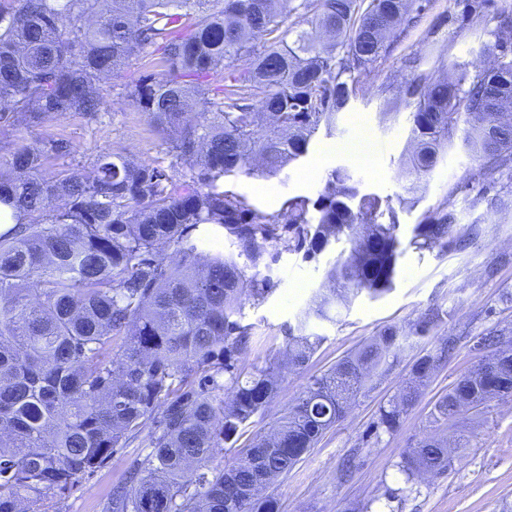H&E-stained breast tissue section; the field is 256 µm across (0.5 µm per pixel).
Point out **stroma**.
Instances as JSON below:
<instances>
[{
  "label": "stroma",
  "mask_w": 512,
  "mask_h": 512,
  "mask_svg": "<svg viewBox=\"0 0 512 512\" xmlns=\"http://www.w3.org/2000/svg\"><path fill=\"white\" fill-rule=\"evenodd\" d=\"M510 21L512 0H486L476 16L463 14L459 0H428L425 9L410 12L402 22L394 50L360 74L358 92L338 113L333 135L313 139L307 156L280 176L242 174L226 179L225 189L245 196L266 213L278 214L288 198L317 195L325 173L321 156L326 153L330 165L348 166L364 189L398 198L403 193L398 165L407 147V116L413 110L404 94L406 84L441 62L450 74L474 75L491 59L486 50L490 31ZM159 69V52L145 47L130 67L99 84L105 107L96 119L68 114L32 131L1 134L0 142L15 146L35 136L67 139L75 151L55 160L58 168H86L98 155L112 152L168 161L164 141L126 97V86L138 73ZM384 112L391 113V120L381 121ZM425 186L414 208L397 211L402 254L393 287L375 298L359 293L335 321L305 323L301 316L324 283L327 269L348 253L347 239L331 244L309 262L284 244H275V261L259 269L274 287L263 299L245 305L243 322L250 325L252 335L237 362L239 372L246 376L264 365L297 325L320 336L321 342L310 361L289 374L287 396L253 417L249 431L254 435L272 429L289 397L303 393L313 378L384 328L407 327L433 308L443 315L439 333L400 340L395 355L374 371L346 417L271 486L280 512H344L350 505L371 502L386 487L400 484L396 462L429 436L459 440L463 446L456 449L449 473L424 478L418 493L395 512H512V397L493 399L448 420L432 416L435 403L481 358L480 336L512 327V208L494 214L478 201L482 194L512 198V179L484 175L479 162L458 144L426 176ZM445 203L456 224L477 227L478 236L463 250L411 245L413 225ZM443 335L456 337L455 351L404 413L399 430L376 434L379 405L399 394L413 362L435 354ZM147 451L142 437L119 449L92 476L81 479L62 500L61 512H102L113 486Z\"/></svg>",
  "instance_id": "35a3bbf8"
}]
</instances>
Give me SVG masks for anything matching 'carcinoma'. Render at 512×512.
Here are the masks:
<instances>
[{
	"label": "carcinoma",
	"instance_id": "obj_1",
	"mask_svg": "<svg viewBox=\"0 0 512 512\" xmlns=\"http://www.w3.org/2000/svg\"><path fill=\"white\" fill-rule=\"evenodd\" d=\"M288 0H0V134L42 127L64 114L102 111L97 83L155 45L163 70L127 85L173 161L165 167L104 153L90 172L47 170L73 152L45 137L0 156V203L18 212L0 234V512H59L76 483L147 432L150 451L112 489L104 512H279L269 486L288 474L340 421L371 373L394 353L387 328L289 401L274 431L255 436L235 462L210 467L250 419L285 390L321 337L288 330L282 348L245 380L236 368L248 347L246 302L272 290L247 277L269 243L288 231V247L311 260L333 241L351 248L326 271L303 321L333 320L350 296L391 289L399 220L389 197L361 189L352 172L327 171L314 198L295 196L277 215L221 188L255 169L277 177L304 157L358 84L384 56L415 0H304L312 13L293 43L278 36ZM493 65L472 80L415 76L406 86L409 149L398 176L405 204L460 138L491 174L512 163V28L490 31ZM343 51L336 57V49ZM246 56L249 66L226 71ZM214 96L213 110L200 112ZM212 226L237 254H210L196 232ZM478 229L454 224L444 205L414 226L419 249L467 247ZM381 237L391 246L372 251ZM442 314L430 309L409 327L424 335ZM419 359L400 401L379 410L375 434L400 427L418 387L455 348ZM489 362L462 375L435 407L446 420L495 397L512 396V330L481 337ZM231 391L224 401V391ZM415 491L422 474L441 476L452 451L421 440L396 464Z\"/></svg>",
	"mask_w": 512,
	"mask_h": 512
}]
</instances>
